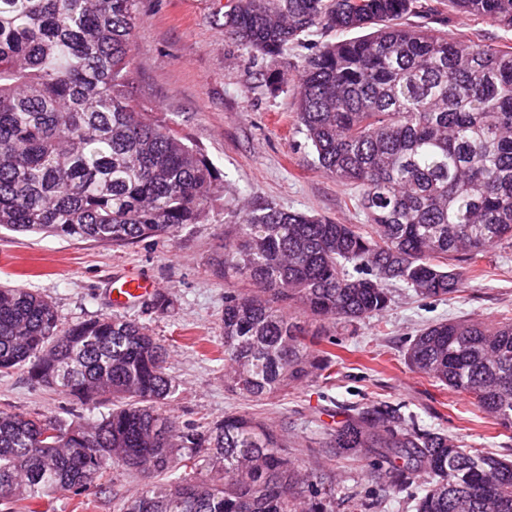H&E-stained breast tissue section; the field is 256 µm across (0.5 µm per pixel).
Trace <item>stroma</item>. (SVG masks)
<instances>
[{"label":"stroma","instance_id":"stroma-1","mask_svg":"<svg viewBox=\"0 0 512 512\" xmlns=\"http://www.w3.org/2000/svg\"><path fill=\"white\" fill-rule=\"evenodd\" d=\"M221 0H141L135 31L132 86L151 119L176 129L198 146L216 169L222 191L207 221L187 225L176 237L112 246L46 234L0 232V282L41 293L53 304L60 327L112 311L110 289L126 269H137L169 295L175 309L159 314L150 299L125 310L170 351L169 370L180 395L171 412L179 422L222 420L250 413L281 429L289 457L304 470L329 474L336 484L331 512H415L410 493L395 492L388 465L369 466L326 448L323 428L353 406L371 401L399 409L426 429L448 432L467 448L512 453V430L492 424L467 399L413 372L404 361L408 336L433 320L472 317L494 322L512 317V248L477 259L478 275L465 292L446 298L397 294L381 317L322 331L338 358L325 384L312 379L270 402H252L224 387L221 318L224 280L215 263L224 253L227 211L253 200L291 211L360 224L347 206L353 189L329 178L296 121L297 80L285 73L283 90L267 94L270 63L224 33ZM434 29L478 34L487 44L512 47V32L449 17L440 5ZM68 423L105 414L108 399L88 408L72 397L32 382L24 371L0 378V409ZM146 484L140 473L116 466L106 488L54 495L49 512H118L122 501Z\"/></svg>","mask_w":512,"mask_h":512}]
</instances>
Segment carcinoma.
Returning <instances> with one entry per match:
<instances>
[{
	"label": "carcinoma",
	"mask_w": 512,
	"mask_h": 512,
	"mask_svg": "<svg viewBox=\"0 0 512 512\" xmlns=\"http://www.w3.org/2000/svg\"><path fill=\"white\" fill-rule=\"evenodd\" d=\"M139 3L0 0V228L125 246L206 219L214 168L130 90ZM448 8L512 32V0ZM435 13L433 0H228L226 33L272 63L302 36L356 33L304 56L296 117L365 216L341 224L258 202L235 213L217 262L229 391L258 402L331 379L336 358L313 324L379 316L395 285L461 293L477 258L512 244V47L451 38L428 26ZM169 356L134 319L62 330L45 296L0 285V376L117 402L67 425L0 410V505L40 512L120 462L153 477L122 512H328L335 486L302 473L265 421H176ZM405 360L512 428V318L433 321ZM326 445L387 460L398 493L424 478L415 512H512V458L388 405L355 408Z\"/></svg>",
	"instance_id": "obj_1"
}]
</instances>
